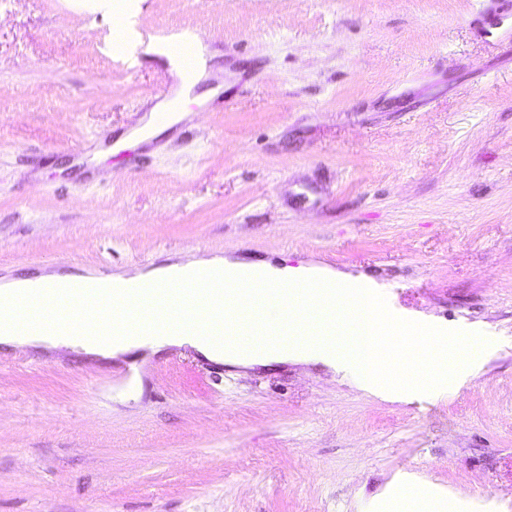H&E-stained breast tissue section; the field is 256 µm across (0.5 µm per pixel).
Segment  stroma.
Instances as JSON below:
<instances>
[{"label":"stroma","instance_id":"35a3bbf8","mask_svg":"<svg viewBox=\"0 0 512 512\" xmlns=\"http://www.w3.org/2000/svg\"><path fill=\"white\" fill-rule=\"evenodd\" d=\"M512 0H0V285L222 257L485 336L446 396L299 357L0 342V512H512ZM211 49L196 117L159 41ZM164 104H157L150 109V111L139 119L138 123L141 124L143 133H147L143 140L158 138L173 125L189 118V113L181 112L170 114L166 122L158 120L159 112L165 109Z\"/></svg>","mask_w":512,"mask_h":512}]
</instances>
